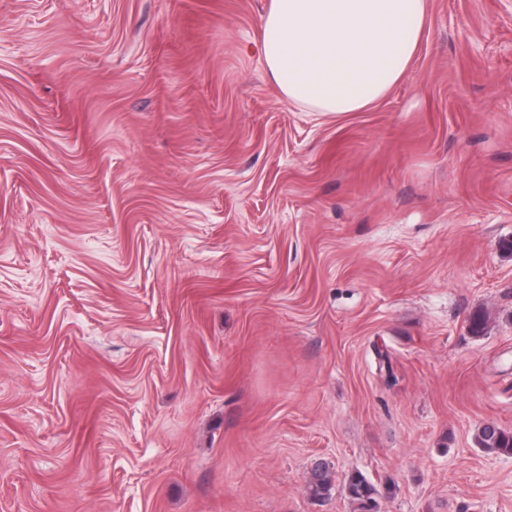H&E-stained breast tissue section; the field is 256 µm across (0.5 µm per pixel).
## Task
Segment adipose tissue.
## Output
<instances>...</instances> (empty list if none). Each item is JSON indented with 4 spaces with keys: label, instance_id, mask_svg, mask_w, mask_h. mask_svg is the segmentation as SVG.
I'll use <instances>...</instances> for the list:
<instances>
[{
    "label": "adipose tissue",
    "instance_id": "1",
    "mask_svg": "<svg viewBox=\"0 0 512 512\" xmlns=\"http://www.w3.org/2000/svg\"><path fill=\"white\" fill-rule=\"evenodd\" d=\"M427 0H271L261 25L264 65L288 102L358 112L402 78Z\"/></svg>",
    "mask_w": 512,
    "mask_h": 512
}]
</instances>
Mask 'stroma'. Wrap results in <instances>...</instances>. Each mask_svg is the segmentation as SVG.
<instances>
[{"label":"stroma","instance_id":"obj_1","mask_svg":"<svg viewBox=\"0 0 512 512\" xmlns=\"http://www.w3.org/2000/svg\"><path fill=\"white\" fill-rule=\"evenodd\" d=\"M269 5L0 0V512H512V0L343 113ZM477 444L487 452L512 455V430L500 427L494 422L478 429ZM334 486V475L330 465L319 460L315 463L306 486L307 495L314 500L329 498ZM345 488L353 512H378L383 492L361 471L353 470L345 476Z\"/></svg>","mask_w":512,"mask_h":512}]
</instances>
